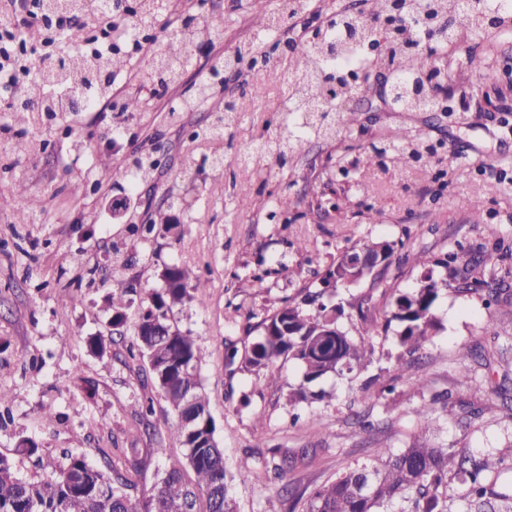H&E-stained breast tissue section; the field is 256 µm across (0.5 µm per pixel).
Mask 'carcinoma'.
<instances>
[{
    "instance_id": "cac0c4a2",
    "label": "carcinoma",
    "mask_w": 512,
    "mask_h": 512,
    "mask_svg": "<svg viewBox=\"0 0 512 512\" xmlns=\"http://www.w3.org/2000/svg\"><path fill=\"white\" fill-rule=\"evenodd\" d=\"M398 8L406 25L398 36L384 35V62L399 90L395 107L403 112L432 106L433 88L445 78V49L461 41L454 25L439 39H432V33L419 25L421 17L440 14L452 21L462 17L466 32L482 38L492 30L487 25L488 17L495 16L503 22L512 16V0H399ZM42 10L47 21L67 10L83 15L88 29H98L104 23L94 11L86 9L85 0H43ZM166 10V0H140L136 12L122 15L118 23L121 34L136 42L154 39L150 31L156 29ZM275 25L274 16L257 15L254 41L216 59L208 75L199 81L193 97L172 108L171 117H177L197 101H208L216 81L232 68L233 62L264 57L265 47L275 50ZM217 30L213 18L198 14L170 31L165 47L151 59L152 84L165 87L177 83L194 48L211 39ZM375 33L365 21L338 13L327 27L306 37L288 72L263 68L253 74V80L264 85L288 84L282 122L268 132L264 141L267 157L284 163L310 138L334 140L359 122V113L337 110L338 104L357 90L343 73L370 78L379 64L369 52ZM132 58L131 54L123 58L103 53L89 59L63 41L57 62L38 69L27 99L13 106V111L33 127L46 118L57 117L52 90L58 84L79 86L85 109L93 110L104 96L110 77L129 67ZM147 104L148 96L140 90L120 100L118 108L122 114H135ZM234 114L235 106L224 105L217 111L216 121L193 131L191 139L220 143L235 123ZM426 140L425 130L401 127L389 141L371 144L370 158L379 166L388 163L401 170L417 157ZM40 148L42 144L22 136L9 143V152L17 155ZM98 167L111 168L112 184L126 192L125 200L117 202L125 209L128 203L137 201L139 186L153 177L155 162L151 156L141 155L112 167L110 156L101 154L93 163V168ZM14 193L25 202L16 212V223L27 224L38 202L21 180L15 183ZM148 221L149 233L158 226L179 236L181 224L172 222L164 210L149 214ZM353 253V249L344 252L328 266L319 279V289L303 287L300 298L285 301L255 325L259 339L241 358L239 369L276 386L280 383L279 364L294 360L301 366L303 378L298 386L290 388L288 401L308 402L318 397L312 387L324 376L344 369L352 372L371 362L373 337L381 327L387 329L392 322H398V345L410 353L419 350L439 327L434 306L441 292L451 285L460 292L485 289L494 302L512 297V267L500 264L492 253L480 258L452 253L437 261L424 252L408 254L405 261L422 270L423 283L408 293L391 294L381 326L367 316L363 303L350 304L361 320L359 338L354 340L337 324L344 313L343 306L324 299L325 289L356 276L350 266ZM436 266L442 267L443 272L434 274ZM295 275L294 267L274 258L270 267L254 274L252 280L255 287L264 288L272 276L290 281ZM160 280V287L146 292L137 304L131 298L135 288L130 281L114 275L104 302L110 313L109 325L117 332L125 325L128 310L138 305L137 352L147 364L146 372L154 387L176 416L171 433L184 448L182 456L172 457L167 449L156 448L155 452L166 458L164 468L155 484L139 495L133 494L137 490L135 483L113 471L106 453L97 466L81 455L66 453L53 476L32 481L18 478L11 461L0 456V512H236L234 481L262 479L259 471L235 476L226 469L224 449L216 437L210 400L201 380L199 348L191 333L171 321L173 310L185 302L195 299L204 303V296L192 295L203 287L199 276L190 267L173 263L164 265ZM414 415L420 432H430L432 410L423 405L414 410ZM501 462L500 458L458 455L417 440L399 453L378 448L374 462L348 466L330 483L314 488L304 512H391L396 503L400 505L397 512H448L450 473L462 478L467 486V512H512V497L499 492L496 481L488 478Z\"/></svg>"
}]
</instances>
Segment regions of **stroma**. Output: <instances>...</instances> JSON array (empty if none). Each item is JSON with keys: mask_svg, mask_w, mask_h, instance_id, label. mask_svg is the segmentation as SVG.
<instances>
[{"mask_svg": "<svg viewBox=\"0 0 512 512\" xmlns=\"http://www.w3.org/2000/svg\"><path fill=\"white\" fill-rule=\"evenodd\" d=\"M276 2L169 0L174 24L204 13L222 26L206 50L193 56L180 82L156 89L147 111L122 122L112 107L113 99L146 84L150 59L145 56L117 76L112 98L77 116L71 134L53 122L11 125L12 133L47 144L30 155L0 156V389L13 396L11 419L0 425V455L12 461L18 477H50L67 451L93 464L106 453L114 469L129 472L138 489L147 490L162 467L154 453L157 438H164L171 454L181 452L170 436L173 413L147 381L144 362L129 356L136 314L114 334L102 309L101 287L83 289L82 305L61 307L76 276L90 268L96 278L108 276L117 254L128 262L125 277L140 290L156 287L162 266L176 260L205 281V303L176 309L172 320L192 333L200 349L202 383L231 473L253 469L260 456L276 448L302 454L288 480L296 490L313 489L347 466L370 461L375 449L407 447L416 432L414 408L443 393L453 409L441 415L432 442L476 457L512 458V401L498 393L502 386L512 391V304L485 307L481 291L443 292L435 309L440 328L414 363L399 361L395 333L377 336L366 369L329 376L319 385L323 399L294 408L288 388L301 379L296 364L281 365L278 386L255 384L228 365L227 349L249 348L257 338L255 324L268 311L297 296L340 253L363 242L393 244L385 276V290L391 291L406 292L419 282V271L402 261L409 252L440 257L495 248L503 264L512 265V22L481 41L485 75L469 68L463 56H448L444 84L455 112H393L375 98L344 138L309 140L286 164L269 160L258 175L237 158L258 141L267 121L276 120L273 107L282 87L258 92L245 71L229 88L215 87L212 99L196 110L175 118L169 111L192 93L214 57L252 40L254 15ZM229 99L243 121L225 135L224 165L216 169L208 159L210 146L189 143L186 132L210 124ZM401 126L423 128L438 145L437 154L401 173L369 166V146ZM158 146L167 148L170 170L140 204L154 210L173 206L182 235L174 239L156 232L144 241L131 229L139 215L113 216L110 203L123 192L105 171L88 176L86 157L106 153L122 164ZM451 154L460 161L452 171L441 162ZM19 179L41 200L27 224L15 221ZM283 193L293 201L287 219L270 218L265 200ZM280 255L299 269V279L271 278L265 288L254 287L252 276L261 263ZM490 322L499 339L486 335ZM94 334L107 338L105 357L87 349ZM470 346L481 360L472 363L465 380L457 352ZM420 373L430 385L418 395L409 382ZM376 375L396 378L394 392L364 387V380ZM148 399L154 412L144 416L140 405ZM50 401L62 418L46 425L41 406ZM464 403L482 407V417L468 421L459 410ZM24 438L37 444L35 455L17 453ZM131 446L144 460L137 472L129 471L124 455ZM280 490L277 481L236 484L237 512H280Z\"/></svg>", "mask_w": 512, "mask_h": 512, "instance_id": "35a3bbf8", "label": "stroma"}]
</instances>
